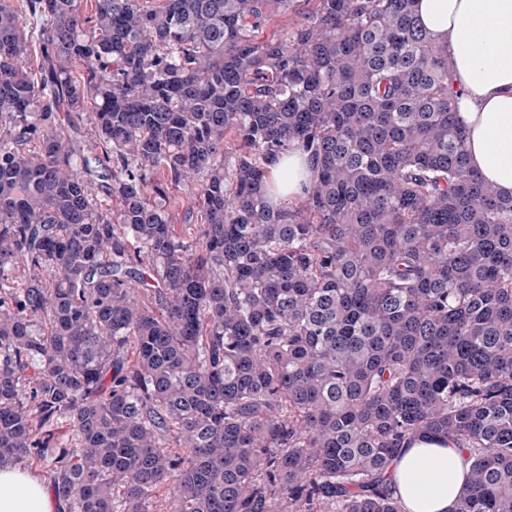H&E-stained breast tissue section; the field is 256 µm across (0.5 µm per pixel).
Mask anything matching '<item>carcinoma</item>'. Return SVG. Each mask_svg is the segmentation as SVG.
Listing matches in <instances>:
<instances>
[{
	"label": "carcinoma",
	"mask_w": 512,
	"mask_h": 512,
	"mask_svg": "<svg viewBox=\"0 0 512 512\" xmlns=\"http://www.w3.org/2000/svg\"><path fill=\"white\" fill-rule=\"evenodd\" d=\"M294 2L0 0V464L65 512H402L429 438L512 512V197L414 0ZM317 5L316 0H296L293 9L288 10L286 14L276 16L260 31L258 39L262 41L289 34L304 22V15L314 11ZM314 172L308 155L300 148L280 155L269 166L268 181L276 187L274 201L294 199L301 195V183L309 185Z\"/></svg>",
	"instance_id": "cac0c4a2"
}]
</instances>
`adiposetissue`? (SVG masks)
<instances>
[{"label":"adipose tissue","mask_w":512,"mask_h":512,"mask_svg":"<svg viewBox=\"0 0 512 512\" xmlns=\"http://www.w3.org/2000/svg\"><path fill=\"white\" fill-rule=\"evenodd\" d=\"M429 34L448 47L456 118L466 133L470 167L512 196V0H417ZM314 172L299 148L269 167L276 200L293 199ZM471 460L455 441H415L391 464L393 494L403 512H456ZM48 486L27 470L0 465V512H57Z\"/></svg>","instance_id":"adipose-tissue-1"}]
</instances>
